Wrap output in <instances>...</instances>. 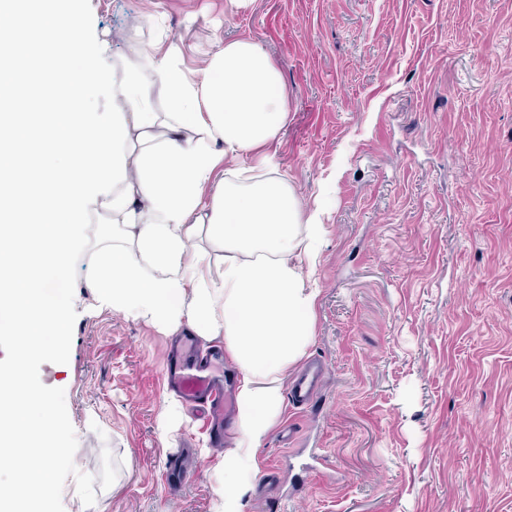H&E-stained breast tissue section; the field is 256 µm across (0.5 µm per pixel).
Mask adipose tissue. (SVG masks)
<instances>
[{
  "label": "adipose tissue",
  "mask_w": 512,
  "mask_h": 512,
  "mask_svg": "<svg viewBox=\"0 0 512 512\" xmlns=\"http://www.w3.org/2000/svg\"><path fill=\"white\" fill-rule=\"evenodd\" d=\"M287 123L256 41L215 37L190 67L167 32L115 53L60 0H0V337L19 361L0 370V454L28 482L23 501L0 491V512H44L70 453L45 436L54 404L22 365L66 335L49 286L77 263L99 307L223 340L236 414L212 512H243L321 293V212L303 211L266 152Z\"/></svg>",
  "instance_id": "ef3b65f1"
}]
</instances>
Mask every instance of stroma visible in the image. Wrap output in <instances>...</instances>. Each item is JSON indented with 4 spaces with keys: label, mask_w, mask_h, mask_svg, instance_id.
<instances>
[{
    "label": "stroma",
    "mask_w": 512,
    "mask_h": 512,
    "mask_svg": "<svg viewBox=\"0 0 512 512\" xmlns=\"http://www.w3.org/2000/svg\"><path fill=\"white\" fill-rule=\"evenodd\" d=\"M123 51L260 43L288 91L275 162L324 208L309 358L328 372L260 450L245 512H512V0H68ZM56 285L69 333L25 373L55 400L47 512H210L220 446L164 423L175 339ZM321 449L317 472L299 453Z\"/></svg>",
    "instance_id": "obj_1"
}]
</instances>
